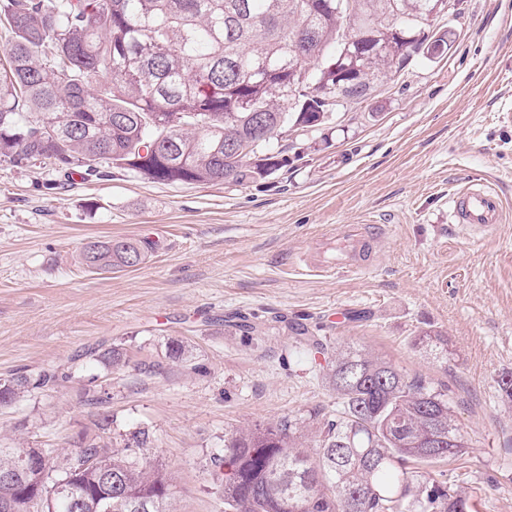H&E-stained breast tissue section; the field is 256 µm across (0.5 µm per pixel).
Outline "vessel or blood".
Segmentation results:
<instances>
[{
  "label": "vessel or blood",
  "mask_w": 512,
  "mask_h": 512,
  "mask_svg": "<svg viewBox=\"0 0 512 512\" xmlns=\"http://www.w3.org/2000/svg\"><path fill=\"white\" fill-rule=\"evenodd\" d=\"M452 216L465 233L484 235L502 223L503 202L497 192L476 179L453 197ZM386 235V229L378 224L350 225L343 231L325 235L308 252L307 268L317 275L367 272L372 267V243Z\"/></svg>",
  "instance_id": "1"
}]
</instances>
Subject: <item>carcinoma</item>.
<instances>
[{
    "label": "carcinoma",
    "mask_w": 512,
    "mask_h": 512,
    "mask_svg": "<svg viewBox=\"0 0 512 512\" xmlns=\"http://www.w3.org/2000/svg\"><path fill=\"white\" fill-rule=\"evenodd\" d=\"M445 2L0 0V161L83 179L106 162L153 182L264 179L282 165L278 136L325 125L416 54L447 52ZM153 248L111 238L81 256L110 272ZM413 346L448 360L438 330ZM90 356L125 364L118 347ZM321 370L336 413L224 436L213 457L224 512H478L483 488L459 472L472 446L447 389L351 347ZM60 379L54 368L0 379V407ZM23 481L43 494L40 512H173L162 473L84 435L55 466L43 448L0 447V504L31 512Z\"/></svg>",
    "instance_id": "cac0c4a2"
}]
</instances>
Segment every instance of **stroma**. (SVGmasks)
<instances>
[{"label":"stroma","instance_id":"stroma-1","mask_svg":"<svg viewBox=\"0 0 512 512\" xmlns=\"http://www.w3.org/2000/svg\"><path fill=\"white\" fill-rule=\"evenodd\" d=\"M449 20L444 58L413 57L327 125L289 132L285 166L262 182L163 184L112 168L60 186L53 171L0 162V378L68 375L0 407V446L58 453L99 436L164 474L175 512H224L211 472L225 433L333 413L318 366L354 346L449 389L480 512H512V408L498 388L512 372V124L499 119L512 106V0H461ZM475 176L506 207L480 237L450 222ZM343 224L388 227L372 270L303 272L312 242ZM109 238L154 249L136 267L90 271L83 246ZM292 321L323 354L296 352ZM426 327L447 335V362L412 346ZM172 340L187 360L148 376ZM102 345L126 365L93 361Z\"/></svg>","mask_w":512,"mask_h":512}]
</instances>
